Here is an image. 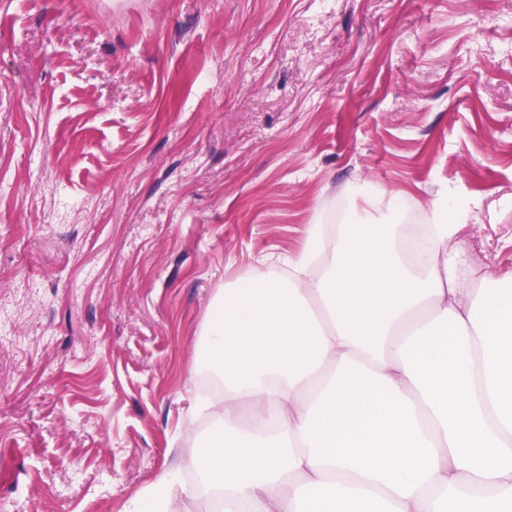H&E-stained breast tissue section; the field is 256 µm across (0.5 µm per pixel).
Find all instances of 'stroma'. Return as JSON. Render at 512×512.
Instances as JSON below:
<instances>
[{"label":"stroma","mask_w":512,"mask_h":512,"mask_svg":"<svg viewBox=\"0 0 512 512\" xmlns=\"http://www.w3.org/2000/svg\"><path fill=\"white\" fill-rule=\"evenodd\" d=\"M451 187L512 275V0H0V512H122L224 288Z\"/></svg>","instance_id":"35a3bbf8"}]
</instances>
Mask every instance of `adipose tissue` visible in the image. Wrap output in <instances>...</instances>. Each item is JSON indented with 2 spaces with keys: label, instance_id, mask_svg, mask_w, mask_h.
<instances>
[{
  "label": "adipose tissue",
  "instance_id": "obj_1",
  "mask_svg": "<svg viewBox=\"0 0 512 512\" xmlns=\"http://www.w3.org/2000/svg\"><path fill=\"white\" fill-rule=\"evenodd\" d=\"M368 203L209 304L221 436L124 512H512V282L462 270L474 201L433 202L423 263L374 218L389 199Z\"/></svg>",
  "mask_w": 512,
  "mask_h": 512
}]
</instances>
